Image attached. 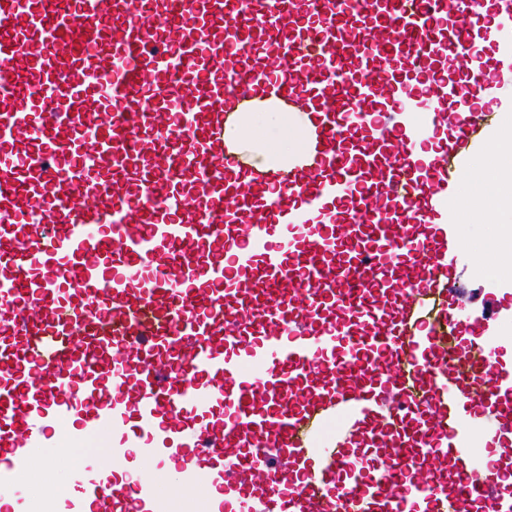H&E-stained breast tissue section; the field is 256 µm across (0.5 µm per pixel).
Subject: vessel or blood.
I'll return each instance as SVG.
<instances>
[{
  "label": "vessel or blood",
  "mask_w": 512,
  "mask_h": 512,
  "mask_svg": "<svg viewBox=\"0 0 512 512\" xmlns=\"http://www.w3.org/2000/svg\"><path fill=\"white\" fill-rule=\"evenodd\" d=\"M261 101L311 115L297 164L228 143ZM511 110L512 0H0L6 512H168L160 474L207 512H512L471 462L512 291L469 316L453 206Z\"/></svg>",
  "instance_id": "obj_1"
}]
</instances>
